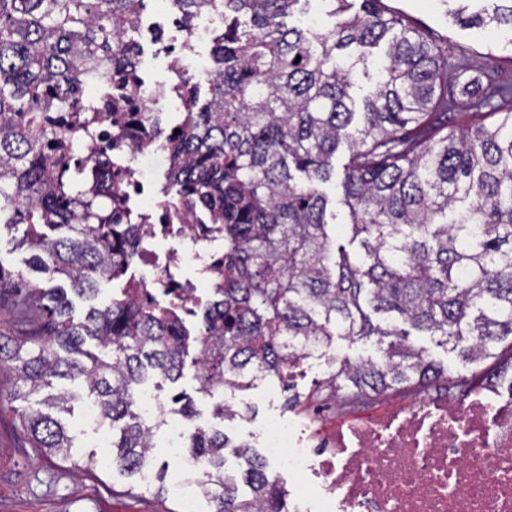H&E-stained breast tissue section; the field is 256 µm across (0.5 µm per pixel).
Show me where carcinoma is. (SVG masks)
Segmentation results:
<instances>
[{
	"instance_id": "obj_1",
	"label": "carcinoma",
	"mask_w": 512,
	"mask_h": 512,
	"mask_svg": "<svg viewBox=\"0 0 512 512\" xmlns=\"http://www.w3.org/2000/svg\"><path fill=\"white\" fill-rule=\"evenodd\" d=\"M309 0H172L184 22L205 9L224 11L212 39L210 99L199 84L184 89L187 131L165 141V190L208 214L224 234V272L199 340L198 392L239 389L258 375L297 365L300 348L329 346L335 336L376 337L379 361L344 360L326 388L345 401L406 391L444 374L410 330L438 337L464 364L497 363L512 338V82L448 61L439 45L401 18L371 7L350 12L348 0L323 32L285 19ZM144 0H0V229L19 238L37 270L67 281L91 302L77 320L65 288H43L0 264V295H13L0 323V368L15 376L12 401H27L52 380H79L112 428V467L135 476L151 467L152 427L134 411L148 378L183 375L189 332L165 312L127 294L93 301L103 281L121 277L139 224H118L99 196L76 190L70 165L54 156L66 133L38 113L77 104L88 80L116 94L114 73L139 65L136 40ZM470 25L512 28V4L475 13ZM126 37L117 48L114 39ZM386 45L379 60L372 49ZM375 69V90L356 104L359 75ZM489 109L492 121L463 129L452 108ZM346 145L341 174L333 165ZM339 177L351 240L361 257L334 249L320 185ZM63 228L50 237L38 226ZM386 314L410 327L373 322ZM95 340L100 357L84 349ZM76 395L50 394L18 413L29 444L71 461L73 438L52 410ZM229 437L199 429L188 448L204 464L191 482L205 512H288L286 493L269 482L248 443L234 445L247 468L225 467ZM245 480L252 495L239 494Z\"/></svg>"
}]
</instances>
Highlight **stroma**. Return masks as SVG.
<instances>
[{"instance_id": "1", "label": "stroma", "mask_w": 512, "mask_h": 512, "mask_svg": "<svg viewBox=\"0 0 512 512\" xmlns=\"http://www.w3.org/2000/svg\"><path fill=\"white\" fill-rule=\"evenodd\" d=\"M380 6L430 40L447 44L455 56L477 60L499 81L512 80V30L460 25L454 17L455 0H380ZM142 17L146 23L161 26L163 44L180 42L181 32L172 22L168 0H145ZM141 43L144 47L141 73L145 80L150 83L166 80L169 58L162 49L163 44L152 43L147 37L142 38ZM410 340L447 368V375L427 380L411 391L368 397L349 407L322 396L324 383L335 375L341 361L375 355L376 349L341 336L334 337L326 349L324 370L285 378L265 376L236 390V398L252 406L251 422L247 425L223 422L216 415V399L198 394L197 366L193 361L197 347H190L191 358L185 363L182 377L177 382L163 384L159 393L166 403L182 393L191 396L196 423L224 429L232 440H248L259 450L263 444L258 432L273 418L302 427L316 412L324 424L332 427L337 418L353 411L409 402L428 392L442 395L461 392L459 380L470 375V368L464 367L455 354L439 347L430 337L414 333ZM23 407L20 400L0 403V512H202L203 503L191 497L183 483L179 458L170 451L177 439L173 429L174 414H166L164 424L154 430L156 459L168 464L167 493L158 497L146 492L130 498L124 496L123 491L133 480L113 469L110 455L100 447L96 431L84 419L83 401L73 402L70 412L60 416L74 437V460L91 464L90 469L82 473L70 471L68 463L45 457L24 441L20 430L14 426L16 412Z\"/></svg>"}]
</instances>
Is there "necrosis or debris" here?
Masks as SVG:
<instances>
[{"mask_svg":"<svg viewBox=\"0 0 512 512\" xmlns=\"http://www.w3.org/2000/svg\"><path fill=\"white\" fill-rule=\"evenodd\" d=\"M169 71V82L151 85L136 74L123 95L98 93L96 109L104 126L125 127L123 142L112 147L114 190L126 212L149 214L132 263L150 267L152 276L134 278V289L185 325L213 298L186 270L215 278L224 267V239L209 234L205 214L144 198L152 179L143 161L163 156L172 132L160 111L180 110L192 77L179 61ZM259 435L267 458L299 479L316 472L325 491L314 497L299 482L289 512H512V375L505 371L457 400L428 395L356 413L313 444L280 422Z\"/></svg>","mask_w":512,"mask_h":512,"instance_id":"obj_1","label":"necrosis or debris"}]
</instances>
